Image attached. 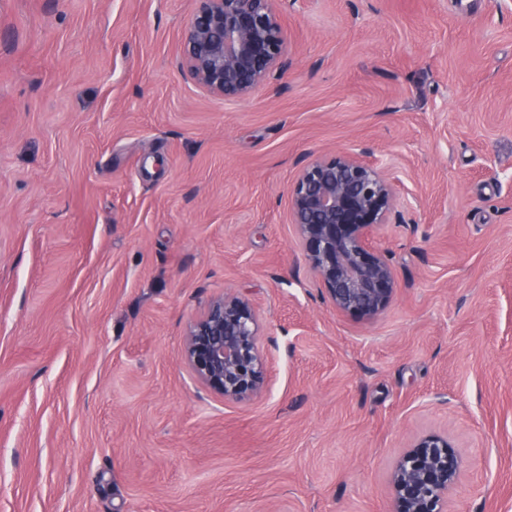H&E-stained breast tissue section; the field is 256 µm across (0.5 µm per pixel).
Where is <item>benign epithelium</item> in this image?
I'll use <instances>...</instances> for the list:
<instances>
[{
  "instance_id": "obj_1",
  "label": "benign epithelium",
  "mask_w": 512,
  "mask_h": 512,
  "mask_svg": "<svg viewBox=\"0 0 512 512\" xmlns=\"http://www.w3.org/2000/svg\"><path fill=\"white\" fill-rule=\"evenodd\" d=\"M283 0H199L183 31L179 66L214 97L244 100L271 87L288 69ZM339 152L300 167L288 193V215L306 260L336 311L371 321L392 303L394 269L371 239L395 213L393 178L365 159ZM183 359L226 401L248 402L266 383L253 303L224 293L190 323ZM460 458L448 439L419 438L391 475L395 512H448Z\"/></svg>"
}]
</instances>
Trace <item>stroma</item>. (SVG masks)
I'll use <instances>...</instances> for the list:
<instances>
[{"instance_id":"stroma-1","label":"stroma","mask_w":512,"mask_h":512,"mask_svg":"<svg viewBox=\"0 0 512 512\" xmlns=\"http://www.w3.org/2000/svg\"><path fill=\"white\" fill-rule=\"evenodd\" d=\"M197 0H0V512H393L419 437L450 512H512V0H284L288 69L177 67ZM396 180L398 292L336 312L288 220L303 161ZM254 303L264 391L182 359ZM460 473V458L448 439L419 438L397 461L391 475L394 512H447L448 492Z\"/></svg>"}]
</instances>
